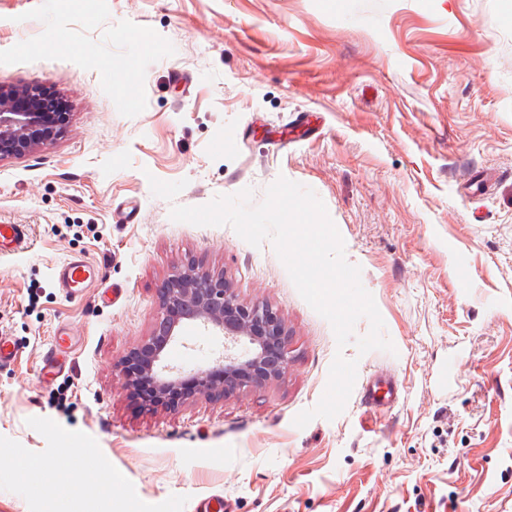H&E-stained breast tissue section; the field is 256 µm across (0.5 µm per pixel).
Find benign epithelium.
<instances>
[{"label": "benign epithelium", "mask_w": 512, "mask_h": 512, "mask_svg": "<svg viewBox=\"0 0 512 512\" xmlns=\"http://www.w3.org/2000/svg\"><path fill=\"white\" fill-rule=\"evenodd\" d=\"M70 113L56 112L34 87L0 84V159L34 152L68 123ZM160 312L149 337L118 363L129 382L154 386L153 404L177 409L196 395L231 397L244 389L260 390L282 377L288 364V329L273 309L239 300L222 272L190 264L170 274L159 288ZM201 326L236 345L242 354L225 353L223 378L194 373L196 388L185 392L182 376L163 364L165 348L186 326Z\"/></svg>", "instance_id": "benign-epithelium-1"}]
</instances>
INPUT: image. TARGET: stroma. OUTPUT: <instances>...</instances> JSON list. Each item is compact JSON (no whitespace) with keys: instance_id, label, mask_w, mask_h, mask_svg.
<instances>
[{"instance_id":"35a3bbf8","label":"stroma","mask_w":512,"mask_h":512,"mask_svg":"<svg viewBox=\"0 0 512 512\" xmlns=\"http://www.w3.org/2000/svg\"><path fill=\"white\" fill-rule=\"evenodd\" d=\"M0 83L70 112L0 160V224L30 237L0 257V512H512V0H0ZM281 176L324 202L394 352L359 354L365 318L338 347L271 240L170 217ZM71 255L99 268L82 294L51 276ZM192 261L278 311L288 367L138 407L117 364ZM224 344L187 328L164 362L216 372ZM339 352L398 401L297 427Z\"/></svg>"}]
</instances>
